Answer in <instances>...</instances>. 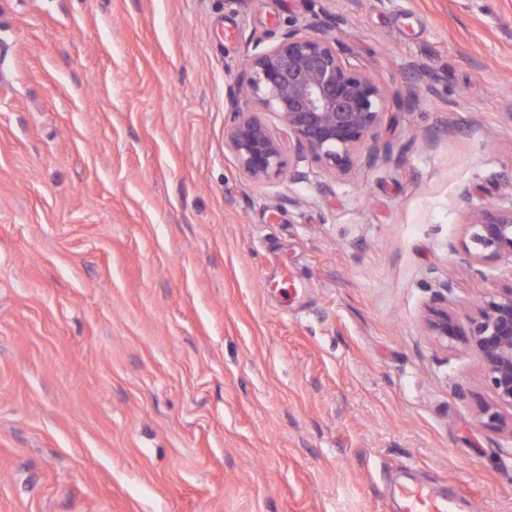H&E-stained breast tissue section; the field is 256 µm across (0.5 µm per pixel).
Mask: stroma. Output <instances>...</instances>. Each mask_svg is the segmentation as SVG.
Listing matches in <instances>:
<instances>
[{
  "label": "stroma",
  "instance_id": "obj_1",
  "mask_svg": "<svg viewBox=\"0 0 512 512\" xmlns=\"http://www.w3.org/2000/svg\"><path fill=\"white\" fill-rule=\"evenodd\" d=\"M332 27L390 124L343 174L224 144L250 38ZM512 0H0V512H512L478 355L512 284ZM295 287L282 295L281 281ZM468 237L462 247L469 264L512 257V207L508 211L485 206L470 211ZM402 512H451L453 500L424 482L403 484L399 488Z\"/></svg>",
  "mask_w": 512,
  "mask_h": 512
}]
</instances>
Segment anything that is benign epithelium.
Masks as SVG:
<instances>
[{"label": "benign epithelium", "mask_w": 512, "mask_h": 512, "mask_svg": "<svg viewBox=\"0 0 512 512\" xmlns=\"http://www.w3.org/2000/svg\"><path fill=\"white\" fill-rule=\"evenodd\" d=\"M245 67L244 83L229 92L225 144L256 180L279 177L285 161L282 142L250 109L252 104L281 115L297 160L309 156L339 173L352 166L384 121L381 87L341 56L334 27L312 34L286 31L270 48L256 40ZM462 247L471 264L512 256V209L472 208ZM425 321L438 340L460 341L478 354L492 394L480 414L512 433V284L489 294L472 316L462 318L444 303L428 307Z\"/></svg>", "instance_id": "7a95c632"}]
</instances>
